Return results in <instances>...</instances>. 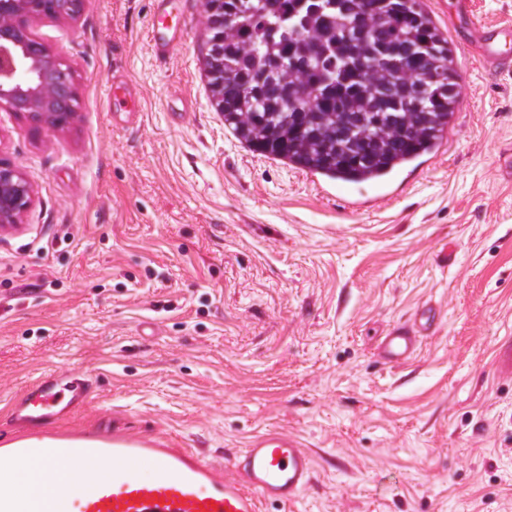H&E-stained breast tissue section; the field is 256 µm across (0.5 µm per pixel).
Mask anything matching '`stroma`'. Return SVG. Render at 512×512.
Listing matches in <instances>:
<instances>
[{"mask_svg": "<svg viewBox=\"0 0 512 512\" xmlns=\"http://www.w3.org/2000/svg\"><path fill=\"white\" fill-rule=\"evenodd\" d=\"M448 35L459 104L448 136L389 196L351 209L335 181L271 160L224 127L206 87L199 0H171L184 39L155 58V0H84L36 38L77 76L75 123L42 134L0 110V155L35 188L0 232V444L43 371L92 397L54 425L190 448L216 466L264 433L299 439L313 477L260 512H512V74ZM137 91L135 118L104 99ZM440 317L414 358L376 356L417 310Z\"/></svg>", "mask_w": 512, "mask_h": 512, "instance_id": "obj_1", "label": "stroma"}]
</instances>
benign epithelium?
<instances>
[{
  "label": "benign epithelium",
  "mask_w": 512,
  "mask_h": 512,
  "mask_svg": "<svg viewBox=\"0 0 512 512\" xmlns=\"http://www.w3.org/2000/svg\"><path fill=\"white\" fill-rule=\"evenodd\" d=\"M83 0H0V108L26 117L35 130L55 132L77 115L75 70L35 37L22 36L34 16L75 20ZM35 190L21 166L0 157V230L22 223Z\"/></svg>",
  "instance_id": "1"
}]
</instances>
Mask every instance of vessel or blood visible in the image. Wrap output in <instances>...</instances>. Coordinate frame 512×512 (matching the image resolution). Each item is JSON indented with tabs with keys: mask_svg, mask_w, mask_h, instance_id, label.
Wrapping results in <instances>:
<instances>
[{
	"mask_svg": "<svg viewBox=\"0 0 512 512\" xmlns=\"http://www.w3.org/2000/svg\"><path fill=\"white\" fill-rule=\"evenodd\" d=\"M457 14L467 25L458 39L472 49L476 60L496 73L512 71V21L489 23L472 17L470 0H457ZM181 27H171L166 37L151 34L155 57H166L181 41ZM420 340L417 332L394 328L379 345L380 358L398 365L411 360ZM92 386L82 375L62 376L48 370L28 385L13 407V418L25 424H49L85 405ZM22 456L54 462H72L99 456L112 465L111 475L98 478L83 496L53 502L54 512H259L271 501L294 502L309 485L312 458L302 443L279 433L257 436L240 449L230 470L215 467L207 457L188 448H151L116 434L104 446H80L77 437L65 446L25 448ZM148 466L155 475L134 477L135 469Z\"/></svg>",
	"mask_w": 512,
	"mask_h": 512,
	"instance_id": "1",
	"label": "vessel or blood"
}]
</instances>
